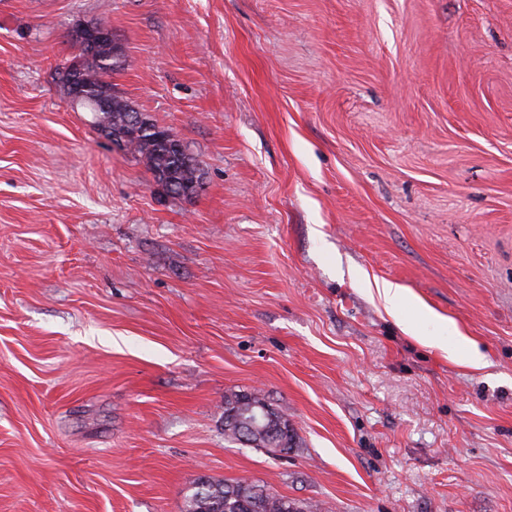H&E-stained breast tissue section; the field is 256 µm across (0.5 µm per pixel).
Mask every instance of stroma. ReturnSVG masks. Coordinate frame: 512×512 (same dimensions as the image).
I'll list each match as a JSON object with an SVG mask.
<instances>
[{
  "label": "stroma",
  "instance_id": "obj_1",
  "mask_svg": "<svg viewBox=\"0 0 512 512\" xmlns=\"http://www.w3.org/2000/svg\"><path fill=\"white\" fill-rule=\"evenodd\" d=\"M87 22L197 197L71 106ZM253 388L286 457L224 438ZM202 476L512 512V0H0V512H182ZM71 38L79 41L91 53L103 42L112 43V30L103 23L85 25L73 30ZM376 292L378 297L384 303L387 310L391 311L400 304L404 299L411 300L422 312L433 314L436 313L429 308L422 300L408 292L406 288H402L388 281L376 282Z\"/></svg>",
  "mask_w": 512,
  "mask_h": 512
}]
</instances>
